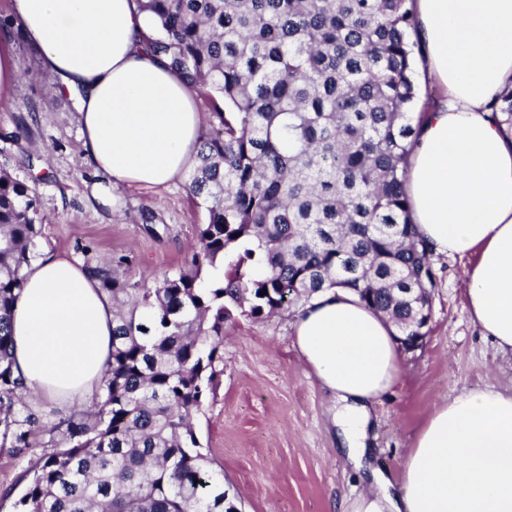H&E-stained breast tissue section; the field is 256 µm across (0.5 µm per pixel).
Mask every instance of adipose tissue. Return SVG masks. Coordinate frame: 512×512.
Listing matches in <instances>:
<instances>
[{
	"label": "adipose tissue",
	"mask_w": 512,
	"mask_h": 512,
	"mask_svg": "<svg viewBox=\"0 0 512 512\" xmlns=\"http://www.w3.org/2000/svg\"><path fill=\"white\" fill-rule=\"evenodd\" d=\"M423 79L442 89L415 114L407 171L410 215L431 252L473 257L467 309L512 355V132L490 103L512 86V0H412ZM0 29V101L19 83L14 30L77 99L86 161L112 187L163 186L200 148L194 91L144 42L137 0H10ZM305 365L334 401L352 460L372 446L373 405L398 380L394 326L343 289L322 293L293 323ZM14 372L34 394L91 404L112 351V304L70 255L43 251L12 318ZM338 512H512V391H465L436 408L398 478L377 471Z\"/></svg>",
	"instance_id": "obj_1"
}]
</instances>
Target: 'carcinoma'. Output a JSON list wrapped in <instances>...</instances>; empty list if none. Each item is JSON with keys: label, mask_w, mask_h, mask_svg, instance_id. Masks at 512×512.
<instances>
[{"label": "carcinoma", "mask_w": 512, "mask_h": 512, "mask_svg": "<svg viewBox=\"0 0 512 512\" xmlns=\"http://www.w3.org/2000/svg\"><path fill=\"white\" fill-rule=\"evenodd\" d=\"M407 2L141 0L157 29L146 46L211 101L216 121L187 173L209 221L185 266L151 288L129 256L79 247L112 300V354L90 409L47 411L13 371L11 315L42 219L36 189L0 167V447L53 448L15 512H238L193 423L236 314L341 287L399 335H427L404 293L435 288L405 190L420 99ZM492 107L511 131L512 88Z\"/></svg>", "instance_id": "cac0c4a2"}]
</instances>
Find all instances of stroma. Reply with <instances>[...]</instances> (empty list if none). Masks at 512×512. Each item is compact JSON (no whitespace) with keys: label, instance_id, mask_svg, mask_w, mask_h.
<instances>
[{"label":"stroma","instance_id":"stroma-1","mask_svg":"<svg viewBox=\"0 0 512 512\" xmlns=\"http://www.w3.org/2000/svg\"><path fill=\"white\" fill-rule=\"evenodd\" d=\"M21 72L11 103H0V163L34 185L43 219L40 246L77 255L85 243L109 256L133 251L137 276L154 280L181 267L197 225L207 223L186 181L165 187L110 188L86 162L77 104L56 90L35 48L17 39ZM156 215L161 238L136 216ZM432 316L421 347L401 352V374L375 405V466L399 474L408 448L436 406L492 386L512 389V360L497 353L465 307L467 257L432 254ZM293 311L224 325L223 372L196 432L240 512H333L341 497L365 491L342 457L330 424L332 400L295 345ZM43 453L0 447V512L26 485L25 471Z\"/></svg>","mask_w":512,"mask_h":512}]
</instances>
